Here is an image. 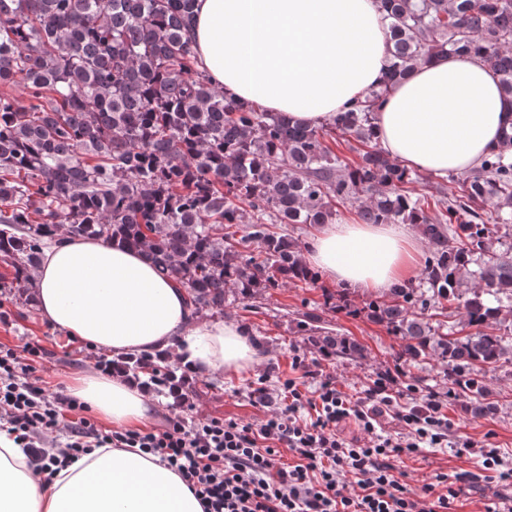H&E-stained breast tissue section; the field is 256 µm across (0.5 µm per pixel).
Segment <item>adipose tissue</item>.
<instances>
[{"label": "adipose tissue", "mask_w": 512, "mask_h": 512, "mask_svg": "<svg viewBox=\"0 0 512 512\" xmlns=\"http://www.w3.org/2000/svg\"><path fill=\"white\" fill-rule=\"evenodd\" d=\"M386 22L375 0H197L198 59L238 101L313 125L377 87L386 70ZM512 124V100L484 62L450 56L418 65L376 114L387 155L437 179L478 167ZM411 224H326L302 248L336 286L384 293L417 269ZM41 317L112 355L170 352L200 375L258 360L236 319L195 315L182 288L142 256L100 239H67L34 273ZM72 393L115 429L146 423L150 396L117 376L78 379ZM0 512H202L178 474L154 456L96 448L59 469L51 485L0 432Z\"/></svg>", "instance_id": "ef3b65f1"}]
</instances>
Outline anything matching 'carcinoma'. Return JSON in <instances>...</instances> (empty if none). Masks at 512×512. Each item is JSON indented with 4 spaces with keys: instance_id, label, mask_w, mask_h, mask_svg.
Here are the masks:
<instances>
[{
    "instance_id": "carcinoma-1",
    "label": "carcinoma",
    "mask_w": 512,
    "mask_h": 512,
    "mask_svg": "<svg viewBox=\"0 0 512 512\" xmlns=\"http://www.w3.org/2000/svg\"><path fill=\"white\" fill-rule=\"evenodd\" d=\"M388 20L385 81L311 127L236 101L200 68L195 0H0V292L36 304L34 272L58 236L139 252L198 314L290 282L316 285L275 224H415L428 256L408 281L348 314L401 340L405 362L436 360L474 407L512 364V126L468 173L434 192L373 136L384 95L415 66L469 55L512 100V0H376ZM23 90L27 102L13 94ZM345 137L353 157L328 137ZM246 234L236 237L240 227ZM460 319L444 332L435 316ZM336 357L349 336H319Z\"/></svg>"
}]
</instances>
